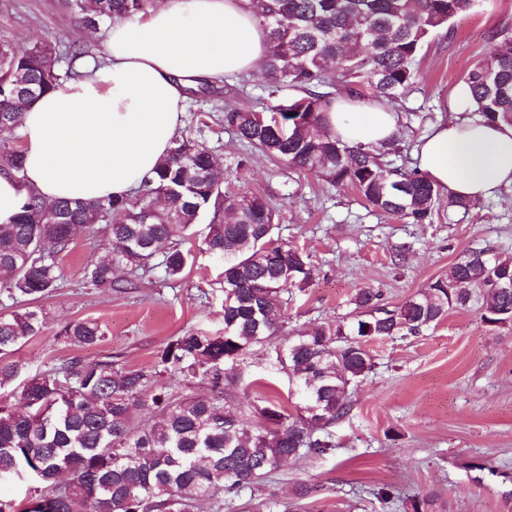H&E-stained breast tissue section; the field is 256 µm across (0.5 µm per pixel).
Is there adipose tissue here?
Instances as JSON below:
<instances>
[{
    "label": "adipose tissue",
    "mask_w": 512,
    "mask_h": 512,
    "mask_svg": "<svg viewBox=\"0 0 512 512\" xmlns=\"http://www.w3.org/2000/svg\"><path fill=\"white\" fill-rule=\"evenodd\" d=\"M263 27L238 0H166L114 22L81 75L38 96L22 113L24 171L0 173V224L14 223L31 193L48 200L120 196L150 176L182 127L186 89L225 75L259 71ZM465 83L455 114L426 134L417 157L442 193L467 200L512 186V125L477 122ZM324 129L350 147L392 141L399 117L350 94L334 97Z\"/></svg>",
    "instance_id": "adipose-tissue-1"
}]
</instances>
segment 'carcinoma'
<instances>
[{
	"label": "carcinoma",
	"mask_w": 512,
	"mask_h": 512,
	"mask_svg": "<svg viewBox=\"0 0 512 512\" xmlns=\"http://www.w3.org/2000/svg\"><path fill=\"white\" fill-rule=\"evenodd\" d=\"M479 0H249L266 33V79L304 95L261 111L224 114L250 150L331 187L355 189L366 207L415 224L432 221L443 201L467 211L470 201L440 190L418 170L388 158L389 147L350 148L321 131L330 98L350 93L393 103L416 80V60L433 36ZM153 0H69L99 21L147 12ZM492 50L461 77L476 102L473 115L512 124V39L490 36ZM64 82L42 43L19 50L0 41V133L20 128L22 108ZM218 158L177 138L143 184L123 197L47 201L30 197L16 222L0 225V298L17 309L0 314V390L13 388L25 407L0 400V481L35 483L34 496L0 499V512H196L208 501L272 474L290 458L336 447L330 428L350 414V390L373 367L366 344L417 336L452 310L471 307L490 326L512 323V256L488 246L459 257L424 290L389 306L380 292L359 288L352 320L327 322L273 344L276 315L294 287L312 279L311 255L274 239L276 209L256 192H225ZM22 148L0 145V171L21 174ZM209 219L206 251L224 262V334L189 330L173 337L158 360L137 369L112 357H71L26 378L13 355L43 333L36 301L61 280L57 261L77 232L105 256L86 270L88 288L122 284L119 271L157 268L172 280L190 260L182 241ZM58 338L73 348L106 339L91 320L66 323ZM273 347L299 398L291 413L278 401L257 410L264 423L224 410V382L236 378L246 353ZM201 377L211 395L174 394L164 376Z\"/></svg>",
	"instance_id": "1"
}]
</instances>
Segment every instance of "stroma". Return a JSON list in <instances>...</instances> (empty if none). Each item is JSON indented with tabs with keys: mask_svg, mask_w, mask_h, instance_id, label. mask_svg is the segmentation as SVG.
Wrapping results in <instances>:
<instances>
[{
	"mask_svg": "<svg viewBox=\"0 0 512 512\" xmlns=\"http://www.w3.org/2000/svg\"><path fill=\"white\" fill-rule=\"evenodd\" d=\"M108 23L88 26L66 0H0V39L49 45L61 72L74 74L70 47L93 57ZM495 31L512 33V0H483L437 33L419 64L421 76L394 106L400 116L395 163L415 167L421 138L453 119V87L473 60L491 50ZM261 75H227L190 90L181 136L224 163L223 188L266 195L279 214L275 236L304 247L314 278L293 291L278 316V341L348 316L355 289L379 291L395 305L447 273L466 252L487 246L512 254V186L470 211L439 206L432 223L410 224L370 211L348 188H328L308 174L246 151L224 124L227 112L261 110L294 98ZM206 224L188 242L194 261L166 280L161 270L112 291L86 287L87 267L103 254L79 234L59 258L62 279L43 299L42 335L15 354L34 374L77 356L92 363L113 355L136 369L155 361L169 338L189 330L224 331L223 263L203 251ZM93 320L106 332L99 346L77 350L57 339L67 322ZM374 367L351 393L352 411L331 429L336 446L292 459L275 473L224 500V512H412L414 497L435 494L444 512H512V324H484L472 309L450 312L418 336L368 343ZM288 376L265 349L244 358L240 378L224 386V406L247 414L276 399L295 406ZM391 487L383 506L374 489Z\"/></svg>",
	"mask_w": 512,
	"mask_h": 512,
	"instance_id": "35a3bbf8",
	"label": "stroma"
}]
</instances>
